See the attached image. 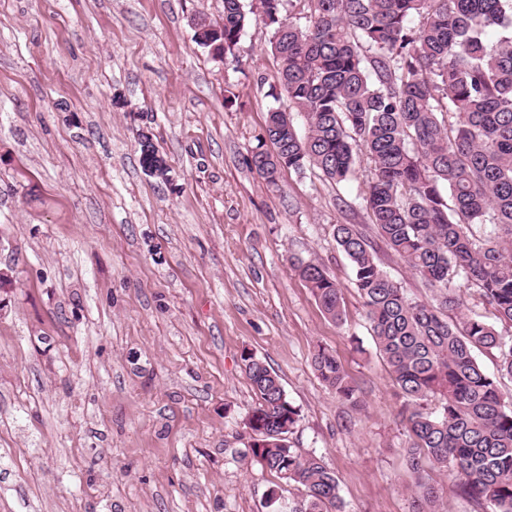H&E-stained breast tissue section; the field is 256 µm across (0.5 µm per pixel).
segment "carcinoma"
<instances>
[{
    "label": "carcinoma",
    "mask_w": 512,
    "mask_h": 512,
    "mask_svg": "<svg viewBox=\"0 0 512 512\" xmlns=\"http://www.w3.org/2000/svg\"><path fill=\"white\" fill-rule=\"evenodd\" d=\"M293 11L283 15L284 4ZM257 13L291 110L267 112L265 140L246 157L269 185L284 171L337 183L370 164L359 195L378 236L431 288L418 301L382 269L353 224L334 230L351 264L376 349L398 389L415 477L417 512H436L428 471L448 472L479 512H512V398L474 350L496 352L512 378V333L469 317L475 288L512 327V0H224V55ZM501 29L494 39L489 30ZM303 114L300 133L292 113ZM140 163L160 154L138 132ZM321 311L343 320L340 284L313 260L291 261ZM241 362L257 398L245 427L249 453L303 493L273 512H345L339 480L322 457L280 442L297 421L279 376L251 351ZM318 378L345 402L361 390L336 355L311 354ZM440 408L428 407L431 399Z\"/></svg>",
    "instance_id": "cac0c4a2"
}]
</instances>
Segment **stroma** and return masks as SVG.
<instances>
[{
    "mask_svg": "<svg viewBox=\"0 0 512 512\" xmlns=\"http://www.w3.org/2000/svg\"><path fill=\"white\" fill-rule=\"evenodd\" d=\"M224 0H0V512H270L299 492L246 455L248 350L279 375L288 444L346 512H414L397 389L335 225L370 227L364 178L245 158L287 108L270 30L224 59L190 18ZM151 127L169 181L140 163ZM342 286L328 319L290 257ZM333 349L352 407L311 366Z\"/></svg>",
    "mask_w": 512,
    "mask_h": 512,
    "instance_id": "stroma-1",
    "label": "stroma"
}]
</instances>
